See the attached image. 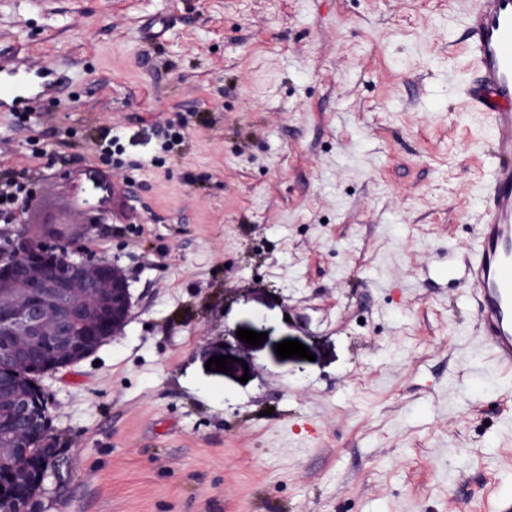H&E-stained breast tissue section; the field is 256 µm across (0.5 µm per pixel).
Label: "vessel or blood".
<instances>
[{
  "label": "vessel or blood",
  "mask_w": 512,
  "mask_h": 512,
  "mask_svg": "<svg viewBox=\"0 0 512 512\" xmlns=\"http://www.w3.org/2000/svg\"><path fill=\"white\" fill-rule=\"evenodd\" d=\"M470 78L460 92L470 111L488 115L492 169L477 249L448 247L449 281L473 286L476 319L498 362L512 367V0H471ZM26 92L24 70L0 64V93Z\"/></svg>",
  "instance_id": "b4317fda"
}]
</instances>
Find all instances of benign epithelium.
<instances>
[{
	"label": "benign epithelium",
	"mask_w": 512,
	"mask_h": 512,
	"mask_svg": "<svg viewBox=\"0 0 512 512\" xmlns=\"http://www.w3.org/2000/svg\"><path fill=\"white\" fill-rule=\"evenodd\" d=\"M133 307L131 288L124 271L107 260H78L65 251L47 253L37 231L20 230L13 243L0 249V335L22 342L0 349V369L5 364L40 360L49 344L53 355L40 375L72 365L94 353L108 339L119 335ZM80 319L82 332L72 323ZM34 390L41 403L33 405L27 393L0 392L15 419L20 440L35 431L50 429L47 399L39 383ZM35 467L38 483L58 475V454L45 459L21 460Z\"/></svg>",
	"instance_id": "7a95c632"
}]
</instances>
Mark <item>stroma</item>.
Listing matches in <instances>:
<instances>
[{
    "instance_id": "1",
    "label": "stroma",
    "mask_w": 512,
    "mask_h": 512,
    "mask_svg": "<svg viewBox=\"0 0 512 512\" xmlns=\"http://www.w3.org/2000/svg\"><path fill=\"white\" fill-rule=\"evenodd\" d=\"M468 8L0 0V61L51 78L0 101V171L37 192L27 226L64 214L48 245L133 294L122 334L40 380L63 479L38 512H512V370L471 288L429 273L476 241L490 166ZM94 178L114 190L84 224Z\"/></svg>"
}]
</instances>
